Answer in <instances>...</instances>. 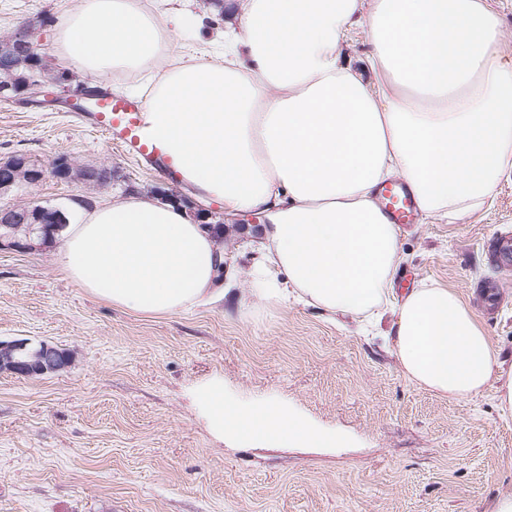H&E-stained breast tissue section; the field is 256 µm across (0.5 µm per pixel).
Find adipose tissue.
Masks as SVG:
<instances>
[{
	"mask_svg": "<svg viewBox=\"0 0 512 512\" xmlns=\"http://www.w3.org/2000/svg\"><path fill=\"white\" fill-rule=\"evenodd\" d=\"M224 56L161 63L165 14L139 0H81L58 27L56 52L83 77L147 74L152 128L198 196L227 215L266 222L249 267L253 303L295 298L335 314L388 302L399 231L376 201L401 179L420 212L465 217L512 175V61L483 0H240ZM364 70L341 59L353 30ZM60 272L112 305L173 315L222 296L224 248L178 205L139 195L72 203ZM390 336L405 377L448 399L498 379L512 414V368L449 289L425 283L399 304ZM197 400L216 435L258 425L264 436L317 441L271 403L224 410V386Z\"/></svg>",
	"mask_w": 512,
	"mask_h": 512,
	"instance_id": "obj_1",
	"label": "adipose tissue"
}]
</instances>
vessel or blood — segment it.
Listing matches in <instances>:
<instances>
[{
	"instance_id": "obj_1",
	"label": "vessel or blood",
	"mask_w": 512,
	"mask_h": 512,
	"mask_svg": "<svg viewBox=\"0 0 512 512\" xmlns=\"http://www.w3.org/2000/svg\"><path fill=\"white\" fill-rule=\"evenodd\" d=\"M96 117L100 130L107 137L120 139L128 152L160 163L169 176L178 175L176 161L167 155L162 142L156 138L147 120L144 100L115 97L107 92H100ZM378 200L382 211L392 223H414L417 201L404 184L390 182L382 185L378 192Z\"/></svg>"
}]
</instances>
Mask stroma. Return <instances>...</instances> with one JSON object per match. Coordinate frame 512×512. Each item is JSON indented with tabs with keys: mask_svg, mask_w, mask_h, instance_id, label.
<instances>
[{
	"mask_svg": "<svg viewBox=\"0 0 512 512\" xmlns=\"http://www.w3.org/2000/svg\"><path fill=\"white\" fill-rule=\"evenodd\" d=\"M79 0H0V36L26 30L52 72L53 31ZM26 155L50 166L103 165L95 190L46 174L3 204L68 209L91 195L128 192L191 198L219 237L235 273L223 303L149 316L98 299L66 279L55 248L0 251V339L68 351L69 366L33 377L0 372V512H489L512 491V415L494 387L450 400L410 382L384 334L346 314L288 303L249 308L243 277L253 221L224 219L191 189L128 154L66 105L0 99V161ZM512 229V178L462 218L400 228L394 284L454 291L500 361L512 365V267L493 247ZM219 381L243 409L277 403L318 433L293 444L216 438L196 403Z\"/></svg>",
	"mask_w": 512,
	"mask_h": 512,
	"instance_id": "1",
	"label": "stroma"
}]
</instances>
